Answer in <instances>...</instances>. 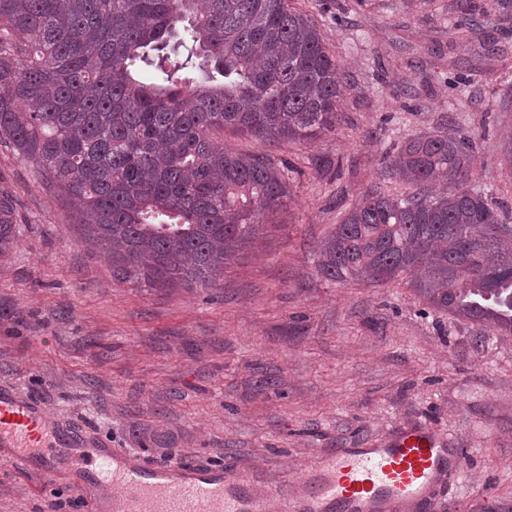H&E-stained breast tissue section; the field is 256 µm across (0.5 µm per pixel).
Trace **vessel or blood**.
I'll return each mask as SVG.
<instances>
[{
	"label": "vessel or blood",
	"instance_id": "b4317fda",
	"mask_svg": "<svg viewBox=\"0 0 512 512\" xmlns=\"http://www.w3.org/2000/svg\"><path fill=\"white\" fill-rule=\"evenodd\" d=\"M0 462L33 475L66 471L87 512H434L463 451L426 426L401 430L378 448H341L310 463L303 482L271 477L256 493L244 464L154 465L90 437L79 424L45 419L36 399L0 384Z\"/></svg>",
	"mask_w": 512,
	"mask_h": 512
}]
</instances>
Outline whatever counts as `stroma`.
<instances>
[{"label":"stroma","instance_id":"stroma-1","mask_svg":"<svg viewBox=\"0 0 512 512\" xmlns=\"http://www.w3.org/2000/svg\"><path fill=\"white\" fill-rule=\"evenodd\" d=\"M295 4L336 57L339 120L311 140L225 128L226 148L275 162L288 197L215 285L114 280L83 242L86 216L0 144V198L17 218L0 257V382L157 464L141 432L170 431L177 462L244 461L260 492L282 472L302 479L326 449L426 425L465 457L435 512H512V335L433 309L405 281L318 267L368 191L412 192L387 171L409 137H470L471 186L512 203V0ZM75 495L65 475L0 467V512Z\"/></svg>","mask_w":512,"mask_h":512}]
</instances>
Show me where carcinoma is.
Returning a JSON list of instances; mask_svg holds the SVG:
<instances>
[{"label": "carcinoma", "mask_w": 512, "mask_h": 512, "mask_svg": "<svg viewBox=\"0 0 512 512\" xmlns=\"http://www.w3.org/2000/svg\"><path fill=\"white\" fill-rule=\"evenodd\" d=\"M336 72L290 0H0V141L92 216L85 241L120 282L223 278L288 191L269 158L218 133L334 131ZM473 164L466 137L407 139L390 169L416 191L367 193L322 241V274L407 277L432 307L512 334V206L469 186ZM16 239L1 199L0 257Z\"/></svg>", "instance_id": "obj_1"}]
</instances>
